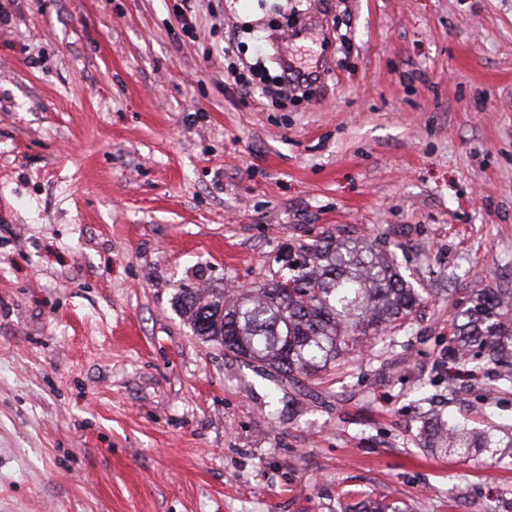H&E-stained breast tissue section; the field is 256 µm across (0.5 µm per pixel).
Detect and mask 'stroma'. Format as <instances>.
I'll return each mask as SVG.
<instances>
[{
	"label": "stroma",
	"instance_id": "stroma-1",
	"mask_svg": "<svg viewBox=\"0 0 512 512\" xmlns=\"http://www.w3.org/2000/svg\"><path fill=\"white\" fill-rule=\"evenodd\" d=\"M0 0V512H512V457L417 445L454 277L512 288V0ZM322 15L327 75L224 84L243 22ZM323 234L380 240L430 292L408 332L291 386L196 336L183 290L249 288ZM431 374L434 403L419 401ZM193 1L194 0H173L171 8L181 25V31L185 34L193 33L196 25Z\"/></svg>",
	"mask_w": 512,
	"mask_h": 512
}]
</instances>
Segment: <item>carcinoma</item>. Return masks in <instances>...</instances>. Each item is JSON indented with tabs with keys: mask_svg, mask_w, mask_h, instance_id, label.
Returning <instances> with one entry per match:
<instances>
[{
	"mask_svg": "<svg viewBox=\"0 0 512 512\" xmlns=\"http://www.w3.org/2000/svg\"><path fill=\"white\" fill-rule=\"evenodd\" d=\"M293 255L282 282L272 279L231 295L183 292L179 305L194 334L297 386L350 360L365 342H380L390 330L408 331L423 303L378 240L338 242L322 236ZM511 313L512 288H481L471 306L455 312L444 357L448 381L455 379L453 371L475 374L492 364L497 387L512 389ZM422 446L465 459L479 452L494 456L512 448V428L504 422L471 432L436 413L424 429ZM344 512L404 510L383 502L369 510L359 501Z\"/></svg>",
	"mask_w": 512,
	"mask_h": 512,
	"instance_id": "1",
	"label": "carcinoma"
}]
</instances>
